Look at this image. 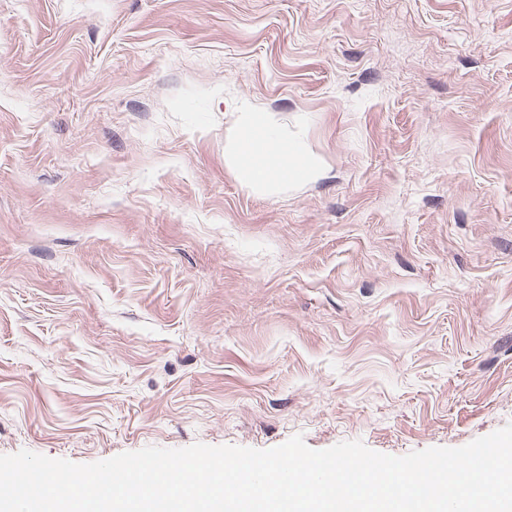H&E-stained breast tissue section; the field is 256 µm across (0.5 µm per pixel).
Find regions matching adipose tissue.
Here are the masks:
<instances>
[{
    "label": "adipose tissue",
    "instance_id": "1",
    "mask_svg": "<svg viewBox=\"0 0 512 512\" xmlns=\"http://www.w3.org/2000/svg\"><path fill=\"white\" fill-rule=\"evenodd\" d=\"M227 154L239 181L252 189L287 186L320 174L317 163L289 146L270 120L255 112L242 113Z\"/></svg>",
    "mask_w": 512,
    "mask_h": 512
}]
</instances>
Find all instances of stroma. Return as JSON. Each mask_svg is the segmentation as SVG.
Here are the masks:
<instances>
[{
	"label": "stroma",
	"mask_w": 512,
	"mask_h": 512,
	"mask_svg": "<svg viewBox=\"0 0 512 512\" xmlns=\"http://www.w3.org/2000/svg\"><path fill=\"white\" fill-rule=\"evenodd\" d=\"M510 422L512 0H0V455ZM227 154L239 181L252 189L288 186L320 174L317 163L289 146L270 120L255 112H241Z\"/></svg>",
	"instance_id": "1"
}]
</instances>
